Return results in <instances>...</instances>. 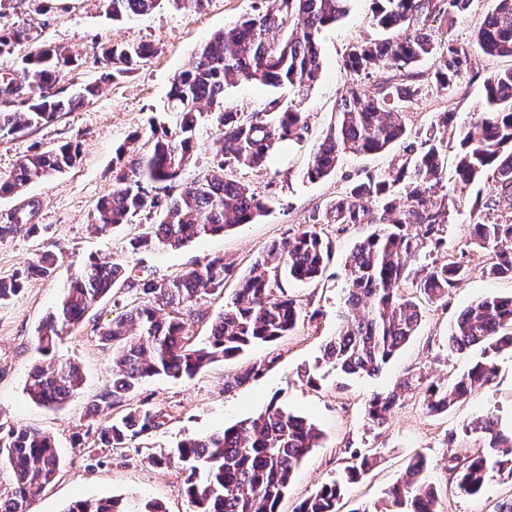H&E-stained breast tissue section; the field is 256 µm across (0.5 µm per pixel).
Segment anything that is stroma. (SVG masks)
I'll return each mask as SVG.
<instances>
[{
    "mask_svg": "<svg viewBox=\"0 0 512 512\" xmlns=\"http://www.w3.org/2000/svg\"><path fill=\"white\" fill-rule=\"evenodd\" d=\"M257 3L207 0L204 10L197 12L163 0L148 15L116 22L107 12L106 0H0V28L25 27L30 46H61L73 55L76 64L65 72L61 88L70 91L91 82L99 86L98 93L75 111L28 134L0 138V177L8 176L34 146L48 148L73 138L81 145V155L73 167L49 179L32 180L22 193L0 196V224L32 202L36 205L33 221L40 227L37 234L21 231L0 243L1 278L45 249L60 255L54 279L31 280L15 300L0 304V423L41 429L54 439L60 458L56 479L34 502L31 512H62L78 498L109 497L141 503L155 500L166 512H192L182 471L175 464L155 463V456L176 447L186 436L233 425L261 411L273 399L314 422L323 432L321 446L296 470L279 512H293L310 492L335 479L350 448L371 451L377 464L346 489L340 512H354L360 503L384 500L388 488L418 454L427 457L429 477L443 490V512H493L499 501L512 497V478L495 479L482 496L469 497L450 488L446 466L449 457L468 456L484 446L481 436L463 435V425L487 411L512 414V355L498 357L496 375L487 387L444 413L427 414L421 396L413 393L400 401L383 428L372 430L365 422L364 408L374 394L388 391L408 375L420 373L443 382L479 359L476 348L448 351L450 327L472 301L511 295L512 280L487 277L481 262L473 261L468 276L451 290L447 303L424 305L417 336L381 373L365 378L345 376L319 365L318 360L344 309L345 261L354 244L372 232L369 224L325 225L324 234L334 244L325 275L315 284L289 282V296L314 313L313 321L301 323L291 334L254 347L234 360L214 363L194 378L154 377L144 382L138 400L165 413L166 422L127 447L102 448L96 434L81 432L82 425L94 421L104 425L125 411L119 405L111 415L98 418L91 412L92 400L112 381V353L104 349L94 332L97 323L119 315L111 299L96 303L82 324L57 343L55 361L75 362L82 368L83 384L76 394L59 408L38 404L27 394L28 371L37 357V331L69 281L90 258L135 264L155 276L168 277L193 263L221 256L235 264L237 275L245 276L268 245L292 236L313 210L334 199L346 176L382 173L395 163L400 150L394 146L378 154L343 155L335 174L316 182L303 176L311 154L334 122L336 103L350 81L341 66L342 55L349 44L374 32L370 24L372 0H354L348 15L321 38L323 70L312 88L280 91L241 82L224 91L225 105L238 111L260 110L266 100L279 95L296 103L307 119L308 132L302 142L289 144L267 168L236 173L240 181L270 199L263 216L255 223L228 229L224 235L195 239L180 249L137 254L132 253L130 241L142 231L144 216L106 232L96 230L93 213L112 188L118 148L132 134L148 131L151 122L172 123V114L162 111L161 105L173 75L189 65L213 33L252 13ZM108 42L149 43L160 52L146 66L103 83L95 53ZM509 67L510 58L474 52L457 92L419 96L413 105L412 125L426 126L436 113L453 111L448 154L456 156L460 129L479 109L485 79ZM219 148L216 127L200 124L182 182H191L207 171ZM444 190L456 200L458 210L444 234L441 253L449 256L472 251L475 201L487 195L491 186L483 182L465 187L449 180ZM255 364L262 365V373L245 378V370ZM308 369L313 372L315 385L307 383L304 372Z\"/></svg>",
    "mask_w": 512,
    "mask_h": 512,
    "instance_id": "35a3bbf8",
    "label": "stroma"
}]
</instances>
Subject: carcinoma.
<instances>
[{
  "instance_id": "1",
  "label": "carcinoma",
  "mask_w": 512,
  "mask_h": 512,
  "mask_svg": "<svg viewBox=\"0 0 512 512\" xmlns=\"http://www.w3.org/2000/svg\"><path fill=\"white\" fill-rule=\"evenodd\" d=\"M112 19L151 13L161 0H107ZM351 0H275L215 33L200 46L189 66L174 75L163 111L172 112V126L149 128L118 149L119 166L112 190L96 206L93 223L105 231L144 214L142 235L133 251L157 246L180 249L192 240L250 224L268 209V201L234 178L240 169H261L308 130L303 113L278 98L257 112L224 107L229 81L301 90L322 71L321 35L344 18ZM471 0H373L371 25L378 36L352 43L342 56L351 83L336 105V121L318 145L304 177L309 181L336 172L342 155L376 154L402 141V163L383 174L347 178L343 190L324 209L314 210L298 231L267 248L249 275L238 279L223 312L212 321L210 335L193 343L192 324L202 317L204 297L223 294L235 278L222 257L197 262L168 278L140 276L119 262L89 260L71 281L37 331L35 345L44 361L30 368L26 390L46 406L64 404L83 376L75 363L50 360L65 331L80 324L98 301L127 288L142 303L96 327L100 342L112 349V384L92 402L95 414L130 402L141 383L154 376L191 378L205 367L236 358L245 349L270 343L292 332L305 308L288 296L283 278L319 281L332 258L333 245L323 224H374L345 264V305L336 335L322 352V363L349 376H375L415 336L422 322L421 304L442 302L470 271L466 255L411 264L428 245L439 247L452 221L454 202L437 195L447 174L448 124L455 113L440 112L426 128H409V109L424 87L450 92L470 67L472 50L453 38L436 41L431 23L448 29L458 22ZM24 28L0 30V53L28 43ZM475 44L484 54L512 58V0H494ZM158 54L149 44H112L101 48L97 63L112 79L146 65ZM428 61L431 66L423 70ZM21 81L9 90L0 86V137L24 135L71 112L94 96L88 84L70 97L58 87L61 75L74 66L61 47L43 45L22 59ZM386 76L367 88L379 72ZM481 109L461 130L456 180L465 185L491 183L477 199L473 245L489 277H512V67L484 81ZM18 105L21 110L13 109ZM211 118L223 146L211 170L184 186L181 174L195 148L200 120ZM80 143L69 140L49 149H35L15 170L0 177L1 193H19L34 178L70 168ZM34 211L14 212L0 224V242L26 231L35 234ZM56 252L39 257L0 278V303L17 298L32 278L50 279L58 269ZM448 349L481 347L482 358L444 383L421 374L406 377L390 391L376 393L365 408L367 424L380 429L387 415L409 391L421 389L425 410L440 413L487 386L496 360L512 352V297L481 298L458 316ZM163 425L162 412L146 403L128 408L119 419L97 429L105 448H124L128 441ZM479 433L481 451L451 457L447 470L458 489L478 495L497 477H512V417L488 412L462 427ZM321 430L271 400L260 413L237 424L182 440L166 455L184 470L186 496L193 512H279L296 468L320 446ZM376 457L350 455L342 475L322 484L294 512H339L342 486L359 480ZM9 465L14 483L0 496V512H29L30 505L59 472L52 438L27 426L0 424V463ZM63 512H164L157 503L144 507L123 499H78ZM355 512H442L440 493L428 477V462L415 456L386 493L385 504L360 506Z\"/></svg>"
}]
</instances>
